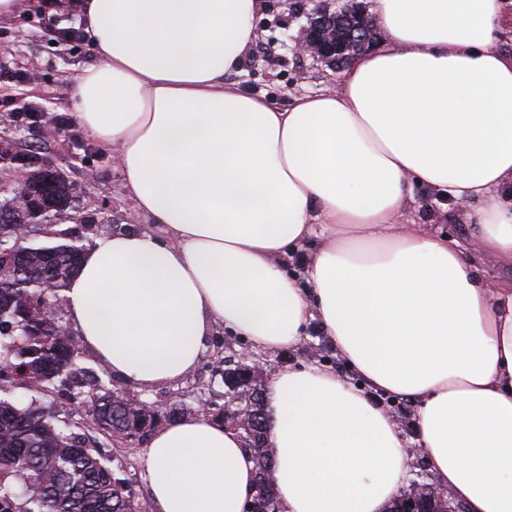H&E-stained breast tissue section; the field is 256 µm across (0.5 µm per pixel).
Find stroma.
Masks as SVG:
<instances>
[{"instance_id": "1", "label": "stroma", "mask_w": 512, "mask_h": 512, "mask_svg": "<svg viewBox=\"0 0 512 512\" xmlns=\"http://www.w3.org/2000/svg\"><path fill=\"white\" fill-rule=\"evenodd\" d=\"M267 8L257 17V38L239 72L233 79L241 88L271 99L280 107H288L294 98L319 92L337 85L342 75L312 57H299L290 41L316 11L335 6L336 0H266ZM70 11L51 13L21 11L0 20V113H25L37 109L44 118L53 120L59 134L41 138L31 128L0 126V136L11 139L15 149L39 143L45 157L62 172L79 198H91L90 211L68 209L52 216L36 235L37 242L55 244L69 240L86 243L118 230L149 232L162 235L161 225L152 223L141 212L128 191L118 157L100 151L85 130L69 115L70 95L83 69L91 64L87 41H63L60 29L69 27ZM406 221L429 224L444 231L449 238L470 240L473 229L459 223L454 211L444 208L434 191L415 188L405 205ZM248 353L249 340L217 328L206 343L198 365L184 377L172 382L143 386L123 384L127 397L138 398L165 408L174 401L190 404L210 403L219 409L224 403L222 378L224 351ZM312 364L347 376L351 370L339 358L327 336L317 325H309L298 349L262 353L260 365L265 373H273L291 365ZM0 396L23 407L38 400L46 407L53 423L79 434L91 431V401L86 389L75 387L69 380L54 382L48 395L36 398L30 390L0 383ZM98 452L103 462L132 488L141 512H151L147 484L142 476L138 456L128 454L126 446L107 443Z\"/></svg>"}]
</instances>
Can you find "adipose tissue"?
Wrapping results in <instances>:
<instances>
[{
    "label": "adipose tissue",
    "mask_w": 512,
    "mask_h": 512,
    "mask_svg": "<svg viewBox=\"0 0 512 512\" xmlns=\"http://www.w3.org/2000/svg\"><path fill=\"white\" fill-rule=\"evenodd\" d=\"M94 51L78 122L118 153L164 237L118 232L64 290L81 342L140 385L193 370L215 327L256 349L317 323L361 386L315 365L272 373L266 443L280 512H385L415 455L469 512H512V0H373L382 43L288 107L231 82L263 0H77ZM446 194L472 244L402 220ZM301 257V276L286 265ZM413 408L417 451L376 394ZM152 512H244L240 430L197 414L140 457Z\"/></svg>",
    "instance_id": "obj_1"
}]
</instances>
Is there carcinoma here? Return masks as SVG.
<instances>
[{"label": "carcinoma", "instance_id": "carcinoma-1", "mask_svg": "<svg viewBox=\"0 0 512 512\" xmlns=\"http://www.w3.org/2000/svg\"><path fill=\"white\" fill-rule=\"evenodd\" d=\"M37 204L44 220L68 208H80L67 180L55 172L38 179ZM8 193L0 192V248L13 245V225L23 221L9 206ZM85 246L77 241L55 245L29 244L25 254L0 270V319L20 325L18 335L0 342L1 349H13V366L18 383L34 379L37 391H47L60 376L75 377L81 385L96 389L92 422L95 430L125 438L140 424L151 425L159 419L185 415L191 407L176 404L167 412H157L148 405L131 410L124 399L105 388L99 375L80 366L79 351L59 338L61 327L38 317L23 318L20 299L35 296L52 287L66 288L77 271ZM233 355L224 357V374L233 376L238 387L235 410L250 415L243 428L247 447L253 453L258 484L256 496L267 503H277L271 481L274 456L265 444L270 413L263 385L239 384ZM0 512H140L133 493L102 462L89 439H83L55 427L38 407L19 409L0 399Z\"/></svg>", "mask_w": 512, "mask_h": 512}]
</instances>
